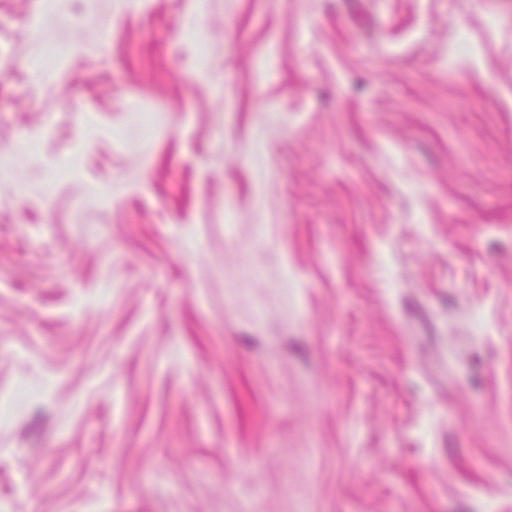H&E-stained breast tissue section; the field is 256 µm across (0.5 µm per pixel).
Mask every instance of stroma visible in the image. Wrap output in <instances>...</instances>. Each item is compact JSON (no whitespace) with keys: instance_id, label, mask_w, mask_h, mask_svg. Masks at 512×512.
Here are the masks:
<instances>
[{"instance_id":"obj_1","label":"stroma","mask_w":512,"mask_h":512,"mask_svg":"<svg viewBox=\"0 0 512 512\" xmlns=\"http://www.w3.org/2000/svg\"><path fill=\"white\" fill-rule=\"evenodd\" d=\"M0 512H512V0H0Z\"/></svg>"}]
</instances>
